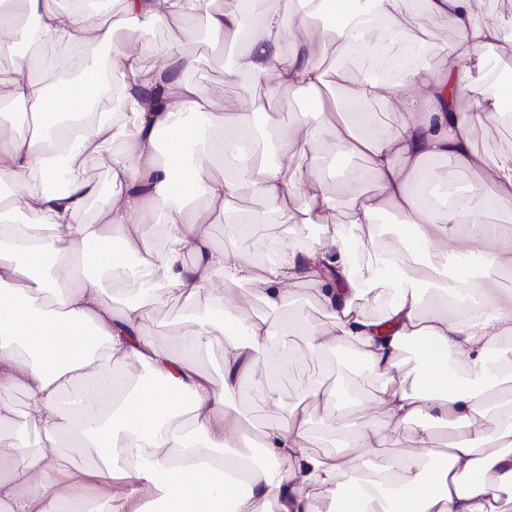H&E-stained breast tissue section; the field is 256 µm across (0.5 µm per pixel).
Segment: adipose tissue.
Returning <instances> with one entry per match:
<instances>
[{"label":"adipose tissue","instance_id":"1","mask_svg":"<svg viewBox=\"0 0 512 512\" xmlns=\"http://www.w3.org/2000/svg\"><path fill=\"white\" fill-rule=\"evenodd\" d=\"M477 5L422 0L424 14L457 35L441 46L443 68L401 56L390 62L394 77L319 98L292 132L277 133L285 162L269 167L246 151L242 113L218 111L217 93L189 79L190 60L145 67L125 49L126 30L159 22L181 32L193 19L216 44L238 47L235 74L263 82L269 97L318 94L326 78L315 54L336 57L341 78L351 59L407 44V0H124L108 19L97 0H0V55L15 71L0 103L29 104L36 117L34 128L0 133V175L16 188L0 200V512H86L93 489L108 512H143L132 502L145 488L161 512H317L319 502L326 512H512V236L487 220L491 208L512 202V155L490 162L472 147L475 124L512 100V87L483 68L505 33L477 20ZM63 45L84 51L79 72L55 56ZM114 70L117 86L107 77ZM372 101L394 112V125L380 127L364 112ZM116 141L123 149L112 150ZM327 141L334 154L322 152ZM57 154L62 192L47 187ZM93 158L105 160L113 193L92 216ZM438 158L451 170L432 169ZM219 159L231 167L221 180L208 174ZM335 159L340 190L328 193L315 175ZM458 168L480 173V186L452 208L436 206L430 187ZM365 181L370 191H361ZM244 184L267 212L332 232L269 244L255 218L228 215ZM198 199L206 209L188 213ZM148 208L166 226L164 248L151 246L137 219ZM340 209L347 221L337 225ZM215 213L226 217L220 248L210 236ZM17 214L27 223H12ZM384 215L399 224L387 242ZM129 252L164 295L207 304L208 315L168 346L156 343L140 305H113L94 282L111 274L113 256ZM473 256L480 277L455 274ZM245 288L266 314L226 318ZM305 292L330 328L299 308ZM218 332L225 346L216 385L195 358ZM288 335L328 358L339 384L312 378L284 402L276 377L289 356L263 366L259 355ZM410 346L420 357L412 376L399 371ZM127 362L148 381L133 389L115 380ZM365 373L385 383L381 418L361 429L343 409L349 379ZM248 375L267 406L288 410L287 422L269 421L256 443L226 408ZM17 390L27 398L22 414L8 400ZM313 402L336 408L324 432L341 447H305ZM402 431L422 455L386 451L388 434ZM443 432L444 461L429 466ZM232 443L266 455L244 493L225 480ZM73 446L92 448L90 462L72 461L65 450Z\"/></svg>","mask_w":512,"mask_h":512}]
</instances>
